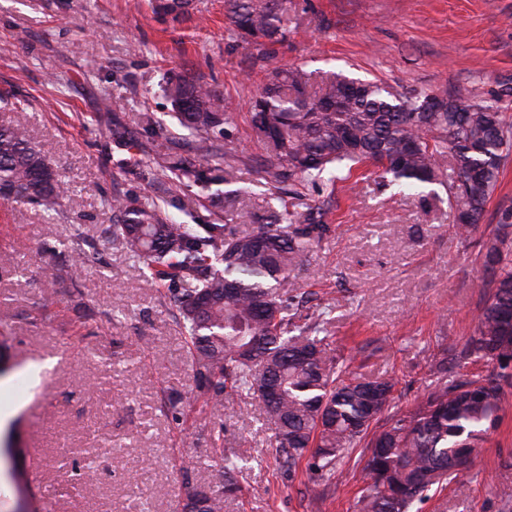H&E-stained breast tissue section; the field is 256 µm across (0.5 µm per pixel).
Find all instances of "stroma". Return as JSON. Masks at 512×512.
<instances>
[{"mask_svg":"<svg viewBox=\"0 0 512 512\" xmlns=\"http://www.w3.org/2000/svg\"><path fill=\"white\" fill-rule=\"evenodd\" d=\"M224 0H198L175 25L148 0H0V121L19 122L69 187L56 210L0 200V512H19L10 471L32 464L46 512H180L185 483H222L215 450L242 459L241 490L224 512H353L365 473L346 461L328 498L313 501L306 473L278 470L258 401L242 391L200 394L180 314L167 285L147 280L112 246L115 197L154 201L183 224L262 223L271 191L257 162L248 100L265 63L229 39ZM282 64L340 73L469 102L498 95L512 115V0H289ZM219 86L237 113L229 211L221 172L175 179L160 160L182 153L162 88L179 75ZM136 132L121 145L110 113ZM420 187H383L372 166L346 181L284 194L281 206L332 225L298 279L331 307L325 341L353 372L390 377L395 403L429 380L441 333L468 335L485 303L481 251L512 210V154L479 227L463 238L448 190L423 206ZM512 393L470 467L421 512H512Z\"/></svg>","mask_w":512,"mask_h":512,"instance_id":"35a3bbf8","label":"stroma"}]
</instances>
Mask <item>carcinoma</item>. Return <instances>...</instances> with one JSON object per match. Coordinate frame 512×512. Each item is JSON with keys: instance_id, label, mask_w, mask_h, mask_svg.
<instances>
[{"instance_id": "1", "label": "carcinoma", "mask_w": 512, "mask_h": 512, "mask_svg": "<svg viewBox=\"0 0 512 512\" xmlns=\"http://www.w3.org/2000/svg\"><path fill=\"white\" fill-rule=\"evenodd\" d=\"M288 0H224L236 41L258 52L268 84L251 99L250 123L264 144V180L297 193L335 168L370 163L390 185H440L458 234L479 227L500 166L512 147V120L499 99L461 103L447 99L433 111L431 94L404 96L373 81L339 75L312 83L311 74L278 59L288 41ZM153 12L173 22L191 17L194 0H156ZM164 92L179 126L195 139L187 155L164 168L189 177L198 167L232 156L233 140L219 153L211 135L235 124L236 113L215 85L191 76L169 80ZM340 99L338 112L316 103ZM134 136L112 113V138ZM0 199L53 210L70 199L64 182L32 146L19 125L0 124ZM112 245L144 264L148 277L175 284L177 303L193 353L199 389L219 403L228 391L247 390L273 424L279 467L305 464L308 491L322 499L336 472L361 449L365 477L354 512H419L430 492L456 479L461 460L482 447L500 423L512 389V211L483 243L490 272L475 284L489 289L470 336H442L429 363L430 382L405 409L395 403L391 378L355 375L325 343L324 313L302 315L306 295L285 282L298 278L312 249L332 232L313 219L271 223L243 233L235 224H169L156 206L117 198ZM484 362L487 373L466 368ZM244 466L224 457V486L185 484L186 512H222L224 494L238 489Z\"/></svg>"}]
</instances>
